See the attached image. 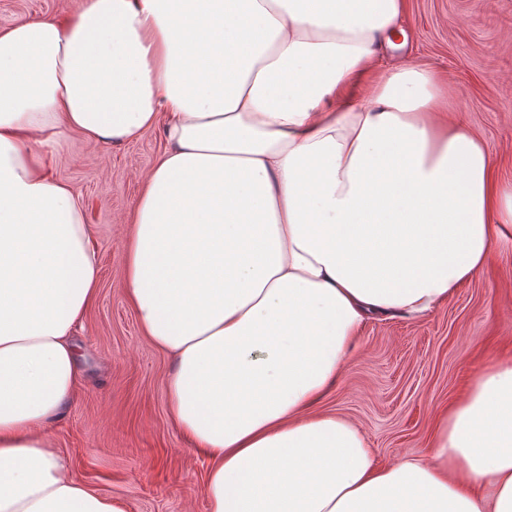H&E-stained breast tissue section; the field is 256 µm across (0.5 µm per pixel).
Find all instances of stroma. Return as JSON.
<instances>
[{
	"instance_id": "obj_1",
	"label": "stroma",
	"mask_w": 512,
	"mask_h": 512,
	"mask_svg": "<svg viewBox=\"0 0 512 512\" xmlns=\"http://www.w3.org/2000/svg\"><path fill=\"white\" fill-rule=\"evenodd\" d=\"M407 42L380 63L439 69L462 119L512 179V0H408ZM163 150L160 130L117 146L70 134L50 163L79 190L99 258L95 302L77 331L82 382L50 433L71 473L123 498L128 512H207L208 459L172 424L171 357L143 335L121 270L143 176ZM512 357V239L433 314L372 317L334 386L315 404L368 437L390 464L424 448L439 411L484 363Z\"/></svg>"
}]
</instances>
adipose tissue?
<instances>
[{"label": "adipose tissue", "instance_id": "adipose-tissue-1", "mask_svg": "<svg viewBox=\"0 0 512 512\" xmlns=\"http://www.w3.org/2000/svg\"><path fill=\"white\" fill-rule=\"evenodd\" d=\"M406 0H84L0 26V512H126L50 423L77 394L99 285L66 134L161 126L122 278L174 360V426L208 512H512V359L480 368L423 453L389 465L313 412L371 315L433 313L512 230V181L441 73L375 82Z\"/></svg>", "mask_w": 512, "mask_h": 512}]
</instances>
